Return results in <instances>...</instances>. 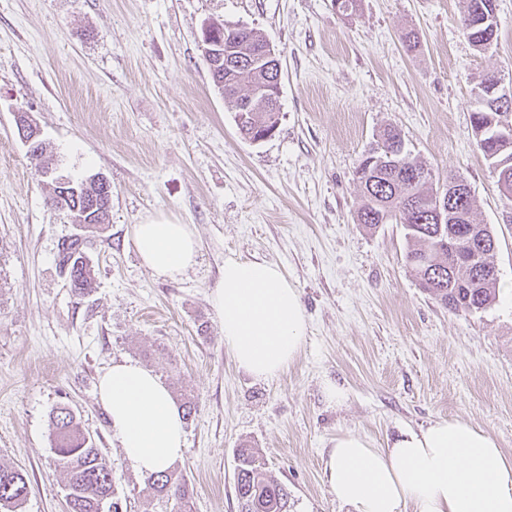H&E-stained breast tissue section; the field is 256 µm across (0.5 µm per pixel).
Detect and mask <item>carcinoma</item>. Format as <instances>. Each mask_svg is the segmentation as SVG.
Wrapping results in <instances>:
<instances>
[{
  "label": "carcinoma",
  "mask_w": 512,
  "mask_h": 512,
  "mask_svg": "<svg viewBox=\"0 0 512 512\" xmlns=\"http://www.w3.org/2000/svg\"><path fill=\"white\" fill-rule=\"evenodd\" d=\"M479 0H466L460 23L464 34L479 51H487L494 43L496 31L479 24ZM225 58L242 63L232 73L234 88L225 91L224 100L232 103L240 133L252 139L278 124L279 113L270 109L273 89L277 88L279 70L266 67L252 59L264 45V36L243 26L239 29L223 25ZM511 112H500L491 103L476 106L471 113V128L483 156L496 170L497 188L508 185L512 190V146L502 149L493 133L480 135L482 128ZM404 144L401 131L388 125L380 131L375 145L363 152L355 171L362 204L356 221L369 228L381 224H401L405 229L408 250L405 260L424 290L440 304L456 312L484 310L496 300L499 278L483 275L485 267L496 264L492 247L474 254L472 264L455 267L448 262V243L463 252L471 251L469 226L474 223L475 199L466 200V218H457L440 226L431 223L435 194L427 187L430 173L405 153L388 159L386 152L395 144ZM84 182L71 185L70 202L51 209L71 219L76 213L84 221L103 224L109 211L85 213ZM84 243L69 238L58 251V268L67 271L73 292L82 294L92 287L93 270L83 257ZM52 441L57 467L65 475L67 512H104V504H112L113 512L121 505L114 500L115 482L112 467L103 457L95 439L85 433L75 413L67 405L55 408L52 414ZM236 498L239 512H288V490L269 478L254 448L238 449ZM147 485L157 496L171 499L180 512H191L193 491L182 477L167 471L150 474ZM28 494L27 476L13 467L0 465V506L18 512Z\"/></svg>",
  "instance_id": "obj_1"
}]
</instances>
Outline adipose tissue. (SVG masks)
Masks as SVG:
<instances>
[{"instance_id":"1","label":"adipose tissue","mask_w":512,"mask_h":512,"mask_svg":"<svg viewBox=\"0 0 512 512\" xmlns=\"http://www.w3.org/2000/svg\"><path fill=\"white\" fill-rule=\"evenodd\" d=\"M134 240L156 275L178 278L196 261L190 225L154 219L136 225ZM212 305L235 362L256 379L279 376L297 357L307 316L298 288L276 264L225 261ZM98 396L126 458L141 473L166 471L180 459L182 414L154 373L113 363ZM327 475L337 500L354 512H512V459L491 433L460 420L405 430L384 449L355 434L339 436Z\"/></svg>"}]
</instances>
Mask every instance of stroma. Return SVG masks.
Listing matches in <instances>:
<instances>
[{
    "mask_svg": "<svg viewBox=\"0 0 512 512\" xmlns=\"http://www.w3.org/2000/svg\"><path fill=\"white\" fill-rule=\"evenodd\" d=\"M464 0H0V463L22 469V512H66L51 450L68 405L112 465L122 512H175L125 457L98 399L112 363L152 371L173 400L193 397L175 471L192 512H239L237 450L260 449L289 512H351L325 475L337 436L382 448L401 431L457 419L491 432L512 459V294L454 312L405 262L402 225L356 221L355 169L386 125L402 133L433 189L459 176L512 283V206L471 133L472 88L512 77V0H496L497 40L463 35ZM209 21L259 31L281 54V111L253 143L214 88L199 39ZM28 112L71 180L112 186L104 231L88 234L94 286L78 295L57 266L79 227L49 208L50 179L14 121ZM190 225L194 266L175 280L141 261L134 228ZM228 259L278 264L308 317L277 378L240 369L211 293ZM347 392L326 401L324 382Z\"/></svg>",
    "mask_w": 512,
    "mask_h": 512,
    "instance_id": "stroma-1",
    "label": "stroma"
}]
</instances>
